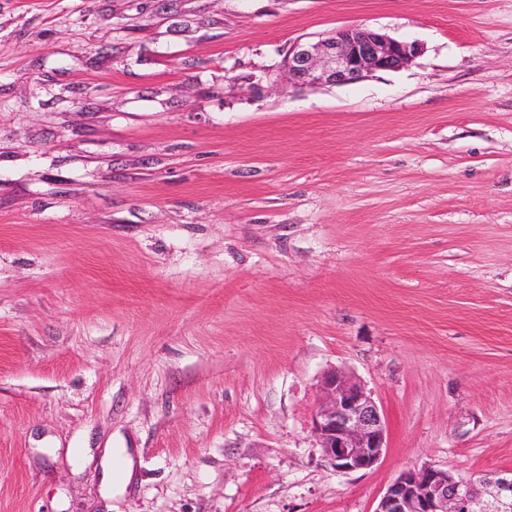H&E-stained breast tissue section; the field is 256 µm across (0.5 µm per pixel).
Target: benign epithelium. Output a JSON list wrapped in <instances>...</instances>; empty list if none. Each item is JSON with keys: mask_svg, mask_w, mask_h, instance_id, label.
Here are the masks:
<instances>
[{"mask_svg": "<svg viewBox=\"0 0 512 512\" xmlns=\"http://www.w3.org/2000/svg\"><path fill=\"white\" fill-rule=\"evenodd\" d=\"M419 54L415 43L360 28H343L288 54L297 83L331 85L360 81L377 71L399 70ZM314 436L338 472L367 470L387 450V429L378 406L354 378L328 373L320 385ZM375 512H512V469L463 481L449 469L428 465L403 471L386 489Z\"/></svg>", "mask_w": 512, "mask_h": 512, "instance_id": "7a95c632", "label": "benign epithelium"}]
</instances>
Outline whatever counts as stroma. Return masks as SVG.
Listing matches in <instances>:
<instances>
[{"instance_id":"1","label":"stroma","mask_w":512,"mask_h":512,"mask_svg":"<svg viewBox=\"0 0 512 512\" xmlns=\"http://www.w3.org/2000/svg\"><path fill=\"white\" fill-rule=\"evenodd\" d=\"M348 27L422 52L289 81ZM333 369L371 469L312 433ZM423 465L512 468V0H0V512H374ZM314 436L337 472L367 470L387 450V429L378 406L354 378L328 373L320 385Z\"/></svg>"}]
</instances>
